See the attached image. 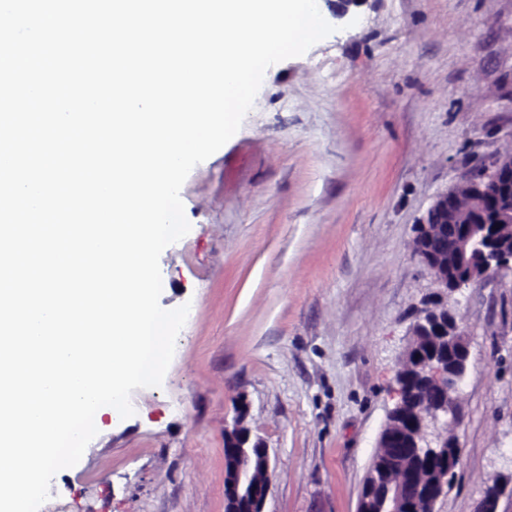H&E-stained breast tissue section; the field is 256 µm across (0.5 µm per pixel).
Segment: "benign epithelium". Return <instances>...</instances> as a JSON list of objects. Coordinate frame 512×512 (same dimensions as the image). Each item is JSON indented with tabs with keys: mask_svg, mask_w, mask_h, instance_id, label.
I'll use <instances>...</instances> for the list:
<instances>
[{
	"mask_svg": "<svg viewBox=\"0 0 512 512\" xmlns=\"http://www.w3.org/2000/svg\"><path fill=\"white\" fill-rule=\"evenodd\" d=\"M484 172H474L463 187L471 188V213L462 215L457 202V188L435 196L416 223L414 260L431 277L432 284L443 293H454L475 280L512 270V245L504 240L501 227L512 224V156H489ZM439 323V333L448 338L447 357L435 356L426 361L424 376L439 399H424L417 408L421 447L437 455L439 467L432 487L422 496H406V485L390 486L382 499L380 512H437V504L448 487V476L460 461L458 440L438 449L437 441L449 417L454 415L449 401L460 390L466 377L470 351L462 326L455 316L439 319L435 308L420 312L411 328L416 335L424 323ZM251 436L243 419L234 424V443L228 448L232 465L225 471L226 494L233 510L244 501V512H264L272 469L268 448L259 444L264 476L254 479L255 467L245 444ZM512 475L491 484L480 502L478 512H497L498 501Z\"/></svg>",
	"mask_w": 512,
	"mask_h": 512,
	"instance_id": "benign-epithelium-1",
	"label": "benign epithelium"
}]
</instances>
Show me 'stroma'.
Listing matches in <instances>:
<instances>
[{
	"instance_id": "1",
	"label": "stroma",
	"mask_w": 512,
	"mask_h": 512,
	"mask_svg": "<svg viewBox=\"0 0 512 512\" xmlns=\"http://www.w3.org/2000/svg\"><path fill=\"white\" fill-rule=\"evenodd\" d=\"M270 66L239 130L189 173L159 303L189 305L161 386L104 412L39 512H224L239 405L273 469L265 512H357L410 326L433 294L417 219L512 155V0H364ZM470 363L440 512L512 472V271L449 296Z\"/></svg>"
}]
</instances>
